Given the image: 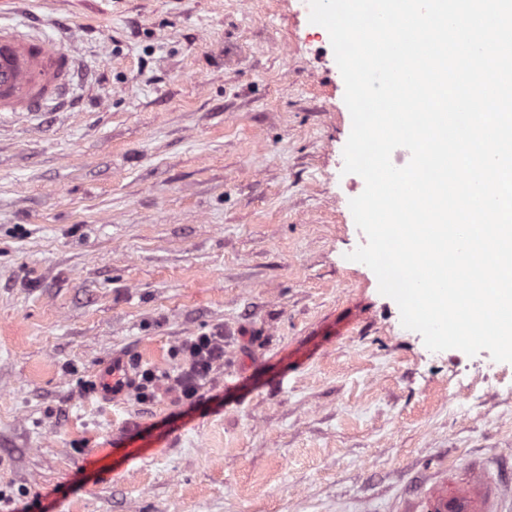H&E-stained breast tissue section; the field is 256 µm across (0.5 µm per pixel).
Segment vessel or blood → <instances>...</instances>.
<instances>
[{
  "instance_id": "obj_1",
  "label": "vessel or blood",
  "mask_w": 512,
  "mask_h": 512,
  "mask_svg": "<svg viewBox=\"0 0 512 512\" xmlns=\"http://www.w3.org/2000/svg\"><path fill=\"white\" fill-rule=\"evenodd\" d=\"M77 70L74 53L51 46L38 27H0V113L58 107ZM105 384L109 396L124 392L122 359L108 364ZM416 500L413 512H512V487L487 468L470 470L463 482L444 472L423 477Z\"/></svg>"
}]
</instances>
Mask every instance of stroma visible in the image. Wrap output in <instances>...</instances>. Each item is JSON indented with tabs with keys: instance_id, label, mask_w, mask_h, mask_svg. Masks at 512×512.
Instances as JSON below:
<instances>
[{
	"instance_id": "obj_1",
	"label": "stroma",
	"mask_w": 512,
	"mask_h": 512,
	"mask_svg": "<svg viewBox=\"0 0 512 512\" xmlns=\"http://www.w3.org/2000/svg\"><path fill=\"white\" fill-rule=\"evenodd\" d=\"M79 60L0 115V512H393L512 474V363L433 352L374 272L344 81L308 0H20ZM195 402L102 399L114 355ZM181 351L184 355L182 371L171 373L145 369L133 380L132 388L141 399H149L160 386L179 398L192 401L207 381L214 364L224 359V336L202 334L187 339Z\"/></svg>"
}]
</instances>
